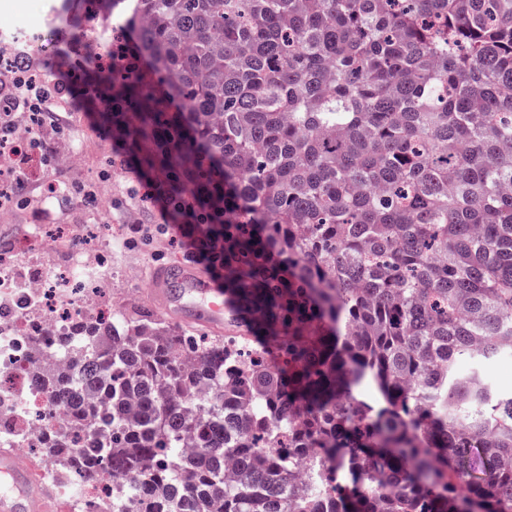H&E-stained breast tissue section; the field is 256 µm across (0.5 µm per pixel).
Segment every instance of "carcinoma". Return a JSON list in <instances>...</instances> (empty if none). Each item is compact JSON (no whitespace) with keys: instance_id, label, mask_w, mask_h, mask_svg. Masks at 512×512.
Wrapping results in <instances>:
<instances>
[{"instance_id":"cac0c4a2","label":"carcinoma","mask_w":512,"mask_h":512,"mask_svg":"<svg viewBox=\"0 0 512 512\" xmlns=\"http://www.w3.org/2000/svg\"><path fill=\"white\" fill-rule=\"evenodd\" d=\"M108 47L82 74L112 82V141L222 199L250 334L120 314L36 376L108 405L86 480L154 482L161 512H512L485 368L512 353V0H112Z\"/></svg>"}]
</instances>
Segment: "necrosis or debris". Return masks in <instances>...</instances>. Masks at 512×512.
I'll list each match as a JSON object with an SVG mask.
<instances>
[{
  "instance_id": "necrosis-or-debris-1",
  "label": "necrosis or debris",
  "mask_w": 512,
  "mask_h": 512,
  "mask_svg": "<svg viewBox=\"0 0 512 512\" xmlns=\"http://www.w3.org/2000/svg\"><path fill=\"white\" fill-rule=\"evenodd\" d=\"M0 120L14 129L10 148L0 153V175L13 172L37 179L40 164L29 148L33 130L24 112L10 105ZM38 243V237L23 236L13 246V257L0 260V306L13 309L0 318V446L20 455L45 433L62 432L69 419L66 406L33 384L35 367H68L70 350L58 341L74 335L79 321L112 325L109 281L91 279L80 290L58 288L53 269L22 265L25 253L34 251ZM22 296L29 304L15 310ZM36 471L54 491V512H112L111 483L87 485L55 459L40 460Z\"/></svg>"
}]
</instances>
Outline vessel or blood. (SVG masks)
<instances>
[{
  "label": "vessel or blood",
  "instance_id": "obj_1",
  "mask_svg": "<svg viewBox=\"0 0 512 512\" xmlns=\"http://www.w3.org/2000/svg\"><path fill=\"white\" fill-rule=\"evenodd\" d=\"M154 292L162 305L185 324L220 332L232 326L243 335L247 327L224 304V293L211 276L195 266L159 268L152 275ZM0 476L9 486L0 489V512H46L49 490L10 450L0 451Z\"/></svg>",
  "mask_w": 512,
  "mask_h": 512
}]
</instances>
